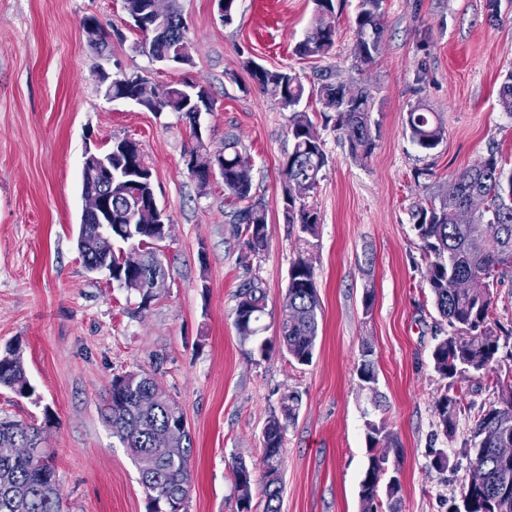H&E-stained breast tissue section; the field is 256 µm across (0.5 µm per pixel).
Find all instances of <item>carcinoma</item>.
Masks as SVG:
<instances>
[{"label": "carcinoma", "instance_id": "carcinoma-1", "mask_svg": "<svg viewBox=\"0 0 512 512\" xmlns=\"http://www.w3.org/2000/svg\"><path fill=\"white\" fill-rule=\"evenodd\" d=\"M312 29L322 39L301 40L295 52L304 57H325L335 45L334 0H314ZM155 0H124L126 14L140 24L145 33L143 53L162 61L171 55L179 63L191 62L186 27L177 0H167L164 20L156 21ZM382 0H358L355 18L354 55L369 63L380 53L383 27L380 22ZM260 88L278 100L290 112L288 135L292 149L284 164L288 182L307 184V193L295 198L287 190L283 195L284 223L297 227L304 243L318 234L320 218L309 198L318 187L327 163L324 141L317 134L308 113L298 110L305 86L286 70L271 71L262 66L250 70ZM323 107L336 113L334 130L346 142L350 155L361 163L371 158L375 134L371 113L373 98L368 89L346 86L330 78L316 88ZM112 98L133 101L150 112H177L195 129L199 110H214V100L202 86L183 83L157 84L139 73L120 72L112 78ZM499 102L512 112V72L499 89ZM406 127L413 143L421 150L435 149L446 136L440 116L418 105L407 112ZM112 223L122 224L127 233H114L115 248L106 251L99 244V225L80 224L78 248L85 265L112 266V280L130 291L164 282L166 271L153 245L161 240L156 212L146 204L135 212L138 200L152 199L154 179L138 144L128 138L112 140ZM223 172L224 187L240 207L229 214V222L243 226L242 258L257 257L268 243L267 212L264 203L252 195L251 176L241 177L240 169L250 170L248 156L238 142L224 139V149L215 152ZM511 173L498 157L491 154L463 170L456 178L457 192L427 198L414 205V228L427 264V280L434 305L448 324V333L435 345L432 359L435 372L449 380L445 392L435 400V414L444 436L453 434L457 413L464 407V395L453 391L452 379L468 373H481L500 362L498 321L493 317L494 293L490 282L512 270V181ZM478 194L485 208L471 212L466 198ZM143 242V261L138 270L127 271L120 262L122 249L131 239ZM285 307L295 314L283 315L279 343L299 364L312 362L319 331L320 301L310 256L300 255L292 263L284 297ZM266 313V292L262 281L252 278L238 290L234 324L244 340L254 337ZM373 350L364 345L358 366L359 379L374 392L372 407H383L382 395L374 391L377 382ZM0 386L15 392L31 391L19 348L8 347L0 353ZM157 391L152 376L130 372L116 376L101 418L112 435L127 448L137 467L142 486L154 502L169 512H187L189 476L193 441L189 430L181 433V452L176 457L163 454L171 429L185 422L178 404L158 394L155 406L144 411L139 401ZM300 396L289 392L282 398L281 411L266 422L262 431V456L259 468L266 498L265 512H279L280 482L283 465V439L287 425L298 413ZM369 448L367 464L360 481L361 512H396L401 484L387 473L389 453L400 456L394 435L382 424L366 422ZM512 439V384L502 386L498 401L481 411L467 445L473 451L470 467L484 471L485 483L475 488L465 481L460 487V503H451L448 512H512V462L501 460L495 448L504 438ZM45 431L23 421L0 419V512H65L53 466L44 465L47 453L37 458L20 456L16 448H39ZM238 512H250L252 471L242 461L232 466Z\"/></svg>", "mask_w": 512, "mask_h": 512}]
</instances>
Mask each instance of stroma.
<instances>
[{
    "instance_id": "35a3bbf8",
    "label": "stroma",
    "mask_w": 512,
    "mask_h": 512,
    "mask_svg": "<svg viewBox=\"0 0 512 512\" xmlns=\"http://www.w3.org/2000/svg\"><path fill=\"white\" fill-rule=\"evenodd\" d=\"M178 4L188 65L141 53L144 35L129 26L122 0H0V352L20 346L34 388L24 398L0 387V417L45 429L68 512H151L127 448L100 416L115 375L151 372L193 437L188 512H236L232 466L258 463L267 420L295 391L301 404L284 435L280 512H360L370 419L384 422L402 449L398 512H448L469 475L464 443L474 417L499 390L489 373L457 377L471 408L457 416L453 436L438 429L434 403L445 382L432 352L448 326L432 302L412 206L446 193L488 155L512 166V113L498 98L512 71V5L502 4L493 22L487 0H383L381 50L364 64L354 56L358 0H338L336 45L323 58L294 51L311 30L314 0H237L226 26L215 0ZM91 17L113 35L111 60L88 44ZM248 60L290 71L309 89L328 71L374 99L376 148L365 164L351 157L316 97L301 104L327 155L310 198L319 235L306 247L282 215L288 114L260 90ZM102 66L209 91L207 150L236 135L252 192L267 209L259 258H240L242 238L227 217L234 198L222 178L202 193L189 175L188 122L108 100L94 78ZM420 103L447 126L429 152L405 131L407 112ZM116 138L139 143L171 225L158 246L165 285L147 298L107 272H89L77 247L84 153ZM304 248L321 314L313 361L300 365L282 351L262 357L256 341L238 335L234 309L239 286L261 279L262 338L276 341L289 269ZM366 344L386 398L371 414L357 375ZM435 448L445 449L446 469L433 467Z\"/></svg>"
}]
</instances>
